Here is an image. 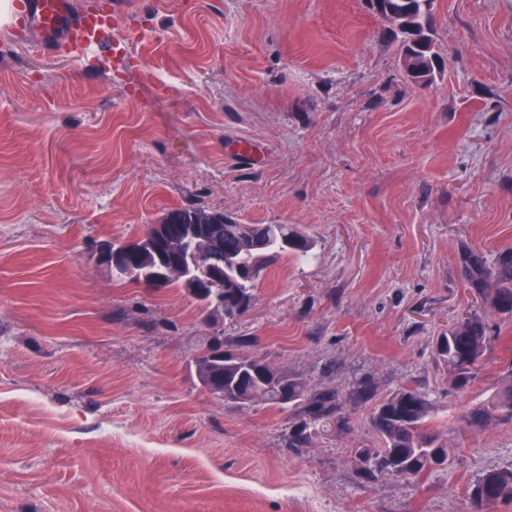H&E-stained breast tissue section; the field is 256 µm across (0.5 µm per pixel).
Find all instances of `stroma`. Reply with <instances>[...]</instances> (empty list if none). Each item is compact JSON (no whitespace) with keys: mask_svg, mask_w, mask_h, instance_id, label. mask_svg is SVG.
I'll return each instance as SVG.
<instances>
[{"mask_svg":"<svg viewBox=\"0 0 512 512\" xmlns=\"http://www.w3.org/2000/svg\"><path fill=\"white\" fill-rule=\"evenodd\" d=\"M107 47L0 24V512H469L512 466V422L471 429L433 340L473 305L461 244L512 247V0H438L444 58L406 80L369 0H104ZM290 224L246 313L89 255L168 211ZM308 383L430 394L456 452L423 486L360 482L350 432L288 445L289 415L208 394L223 343Z\"/></svg>","mask_w":512,"mask_h":512,"instance_id":"35a3bbf8","label":"stroma"}]
</instances>
